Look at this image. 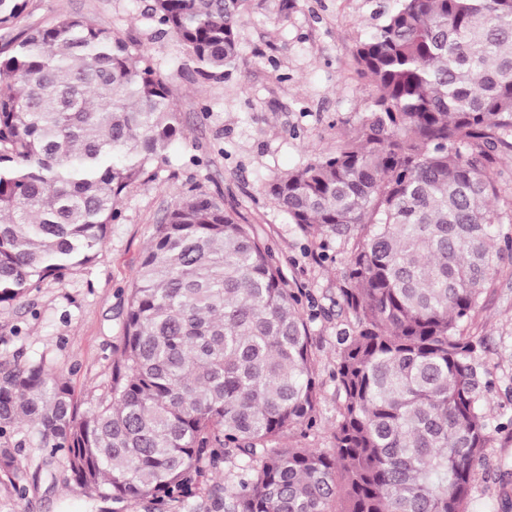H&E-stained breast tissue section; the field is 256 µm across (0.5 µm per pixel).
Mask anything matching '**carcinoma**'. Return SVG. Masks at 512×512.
<instances>
[{"mask_svg":"<svg viewBox=\"0 0 512 512\" xmlns=\"http://www.w3.org/2000/svg\"><path fill=\"white\" fill-rule=\"evenodd\" d=\"M246 2L152 12L221 77ZM26 8L0 0V27ZM353 59L377 92L367 115L267 186L302 233L346 252L333 447L280 445L315 424L309 319L251 225L195 194L156 226L106 396L81 412L47 359L0 363V473H17L26 426L39 469L62 465L114 504L101 512H467L491 441L467 326L512 254V213L493 204L512 148V0H400ZM180 134L166 79L111 30L63 16L14 39L0 55V306L95 264L123 192Z\"/></svg>","mask_w":512,"mask_h":512,"instance_id":"carcinoma-1","label":"carcinoma"}]
</instances>
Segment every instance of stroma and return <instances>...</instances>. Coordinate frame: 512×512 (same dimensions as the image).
Returning <instances> with one entry per match:
<instances>
[{
  "label": "stroma",
  "instance_id": "stroma-1",
  "mask_svg": "<svg viewBox=\"0 0 512 512\" xmlns=\"http://www.w3.org/2000/svg\"><path fill=\"white\" fill-rule=\"evenodd\" d=\"M153 0H28L22 20L0 29V52L27 26L82 16L140 46L166 77L182 138L134 182L120 201L97 262L49 281L0 307V362L46 358L68 378L80 407L106 394L122 346L128 290L157 224L179 199L204 193L252 225L268 244L304 307L314 308L312 351L321 387L317 425L293 427L284 443L333 444L338 397L332 374L348 324L337 306L346 253L336 238L306 235L265 193V186L346 137L366 115L373 85L352 61L398 0H249L238 26L239 58L223 78L199 75L184 47L160 32ZM489 288L469 328L483 339L494 390L485 407L491 446L475 467L468 512H512V257ZM24 476L15 492L0 474V512H98L81 486L39 471L34 448L16 454Z\"/></svg>",
  "mask_w": 512,
  "mask_h": 512
}]
</instances>
